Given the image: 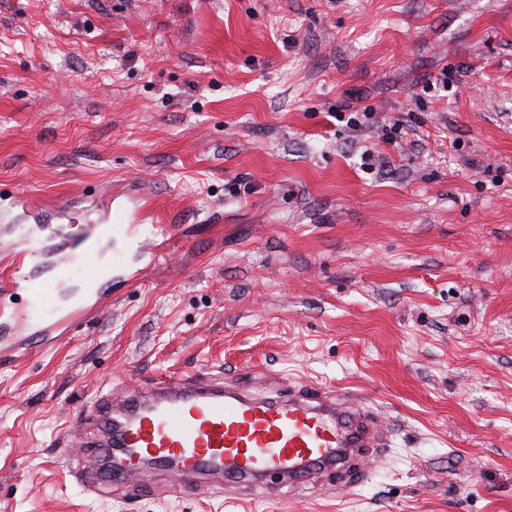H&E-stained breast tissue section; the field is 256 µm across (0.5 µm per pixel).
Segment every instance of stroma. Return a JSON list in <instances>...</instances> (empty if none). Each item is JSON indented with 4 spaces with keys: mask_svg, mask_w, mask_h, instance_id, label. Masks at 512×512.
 <instances>
[{
    "mask_svg": "<svg viewBox=\"0 0 512 512\" xmlns=\"http://www.w3.org/2000/svg\"><path fill=\"white\" fill-rule=\"evenodd\" d=\"M14 192L0 247L45 225L36 276L54 225L113 210L140 276L0 359V512H235L54 462L107 377L201 367L364 394L389 431L363 483L250 512H512V0H0Z\"/></svg>",
    "mask_w": 512,
    "mask_h": 512,
    "instance_id": "35a3bbf8",
    "label": "stroma"
}]
</instances>
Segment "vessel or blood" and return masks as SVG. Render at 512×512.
<instances>
[{
    "mask_svg": "<svg viewBox=\"0 0 512 512\" xmlns=\"http://www.w3.org/2000/svg\"><path fill=\"white\" fill-rule=\"evenodd\" d=\"M128 231L121 215L74 231L91 259L86 302L75 308L58 305L54 281L30 276L34 245L16 251L0 296L23 300L0 308V355L54 345L96 312L113 269L88 241L112 246ZM71 427L76 450L60 457L85 490L108 485L133 497L150 476L169 493L206 491L234 504L302 483L347 487L387 445L376 414L355 394L295 381L266 394L213 369L110 383L77 411Z\"/></svg>",
    "mask_w": 512,
    "mask_h": 512,
    "instance_id": "b4317fda",
    "label": "vessel or blood"
}]
</instances>
